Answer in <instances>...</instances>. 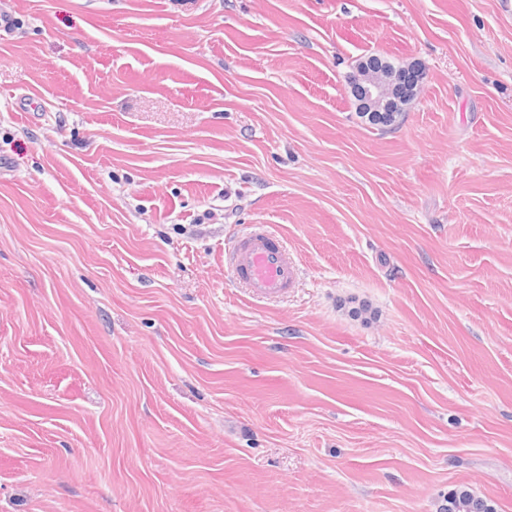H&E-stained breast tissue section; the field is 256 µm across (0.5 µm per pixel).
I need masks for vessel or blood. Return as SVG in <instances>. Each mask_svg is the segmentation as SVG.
<instances>
[{"instance_id":"obj_1","label":"vessel or blood","mask_w":512,"mask_h":512,"mask_svg":"<svg viewBox=\"0 0 512 512\" xmlns=\"http://www.w3.org/2000/svg\"><path fill=\"white\" fill-rule=\"evenodd\" d=\"M229 261L256 298L272 299L286 294L298 276L296 262L276 243L274 235L263 229L241 238Z\"/></svg>"}]
</instances>
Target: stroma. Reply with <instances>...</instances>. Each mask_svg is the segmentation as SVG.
<instances>
[{"label": "stroma", "instance_id": "1", "mask_svg": "<svg viewBox=\"0 0 512 512\" xmlns=\"http://www.w3.org/2000/svg\"><path fill=\"white\" fill-rule=\"evenodd\" d=\"M0 11V512H512V0ZM396 85L385 76L356 77L352 90L361 104L386 107L392 101ZM229 262L256 298L286 294L298 276L296 262L276 243L275 236L261 227L239 240Z\"/></svg>", "mask_w": 512, "mask_h": 512}]
</instances>
